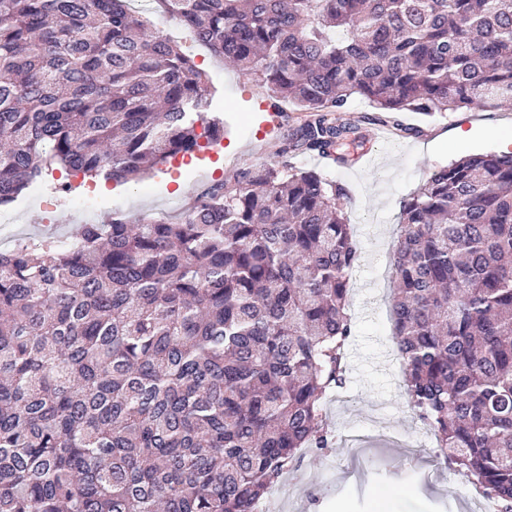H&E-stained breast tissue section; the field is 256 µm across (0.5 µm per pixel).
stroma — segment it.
I'll return each instance as SVG.
<instances>
[{
    "mask_svg": "<svg viewBox=\"0 0 512 512\" xmlns=\"http://www.w3.org/2000/svg\"><path fill=\"white\" fill-rule=\"evenodd\" d=\"M150 10L153 27L177 31L187 55L211 87V114L224 120L218 153L198 152L192 159H175L154 167L140 181L125 184L83 179L80 189L107 195L113 211L175 218L194 190L224 180L237 169L274 160L291 122H279L270 134L260 128L267 116L268 89L200 45L178 20ZM350 116L362 119L367 143L356 161L337 166L309 155L294 165L319 171L344 183L350 198L345 211L355 226L362 252L352 275L351 310L354 333L347 351V385L327 400L330 448L306 453L278 489L261 500L266 512H373L375 495L393 490V512H494L486 498L455 496L467 481L455 464L437 461L429 427L407 406L402 365L396 354L390 318L395 289L391 260L400 233L402 202L432 172L474 154L512 150V104L494 110L462 109L431 117L400 113L415 127L401 137L389 125L370 117L360 98L349 102ZM476 127V137L460 141L457 127ZM64 178L53 171L39 180V194L25 193L9 207L11 224L0 228L6 237L45 234L48 229L76 223L67 198L54 186Z\"/></svg>",
    "mask_w": 512,
    "mask_h": 512,
    "instance_id": "stroma-1",
    "label": "stroma"
}]
</instances>
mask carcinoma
I'll list each match as a JSON object with an SVG mask.
<instances>
[{
  "label": "carcinoma",
  "instance_id": "1",
  "mask_svg": "<svg viewBox=\"0 0 512 512\" xmlns=\"http://www.w3.org/2000/svg\"><path fill=\"white\" fill-rule=\"evenodd\" d=\"M130 0H0V205L52 170L126 183L214 143L210 91ZM307 113L279 160L176 223L114 214L0 248V512H254L329 445L347 383V117L512 101L509 0H154ZM393 339L438 455L512 512V151L431 173L403 202Z\"/></svg>",
  "mask_w": 512,
  "mask_h": 512
}]
</instances>
